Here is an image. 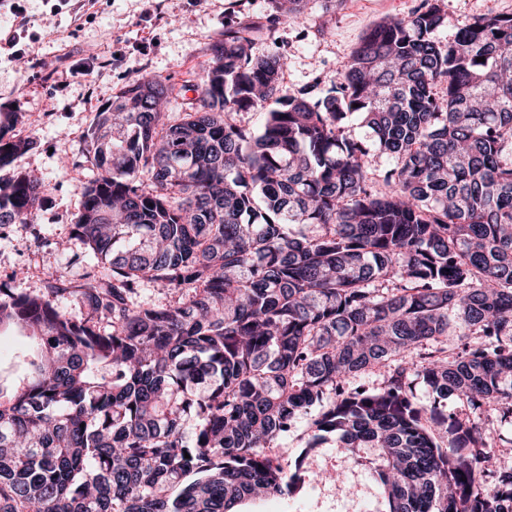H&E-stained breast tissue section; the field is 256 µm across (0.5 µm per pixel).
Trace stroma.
<instances>
[{"label": "stroma", "instance_id": "1", "mask_svg": "<svg viewBox=\"0 0 512 512\" xmlns=\"http://www.w3.org/2000/svg\"><path fill=\"white\" fill-rule=\"evenodd\" d=\"M236 0H89L81 9L56 7L54 0H20L31 19L20 41L24 58L13 61L0 49V121L6 112L20 118L12 133L34 137L35 148L16 158L11 169L25 170L48 188L49 202L36 224L15 225L0 236V283L38 293L47 272L73 282L101 273L78 241L69 251L55 247L77 220L93 176L81 156L96 115L133 79L160 76L183 85L200 71L208 44L224 33V20ZM420 0H311L300 26H281L273 38L256 42L255 53L277 48L290 65L287 86L320 77L323 87L336 79V67L374 24L409 17ZM448 26L441 38L476 17L512 14V0H443ZM28 340L19 328L0 332V392L10 393L25 372ZM309 473L333 468L343 473L350 492L341 497L331 483L313 481L303 490L275 498L247 499L239 512H384L368 472L350 463L327 438L306 457Z\"/></svg>", "mask_w": 512, "mask_h": 512}]
</instances>
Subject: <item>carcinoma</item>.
<instances>
[{
	"mask_svg": "<svg viewBox=\"0 0 512 512\" xmlns=\"http://www.w3.org/2000/svg\"><path fill=\"white\" fill-rule=\"evenodd\" d=\"M307 2L240 10L193 84L140 77L98 113L56 245L105 274L0 285V329L37 340L0 395V512H236L301 490L328 435L355 465L373 450L386 512H512L490 436L413 386L512 423V16L442 41V0H421L328 89H290L288 57L254 45ZM34 146L1 125L0 170ZM47 192L0 178V231L35 223ZM147 284L174 299L139 300ZM375 366L378 389L353 385ZM316 409L289 471L273 442Z\"/></svg>",
	"mask_w": 512,
	"mask_h": 512,
	"instance_id": "carcinoma-1",
	"label": "carcinoma"
}]
</instances>
